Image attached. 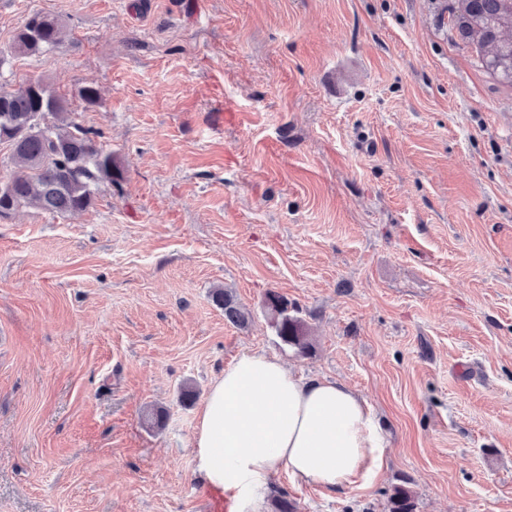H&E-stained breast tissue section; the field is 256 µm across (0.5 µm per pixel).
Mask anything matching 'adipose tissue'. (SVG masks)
I'll return each mask as SVG.
<instances>
[{
    "mask_svg": "<svg viewBox=\"0 0 512 512\" xmlns=\"http://www.w3.org/2000/svg\"><path fill=\"white\" fill-rule=\"evenodd\" d=\"M194 459L234 512H259L280 472L328 489L372 473L382 448L374 416L346 385L304 381L276 356L242 355L212 383L199 411Z\"/></svg>",
    "mask_w": 512,
    "mask_h": 512,
    "instance_id": "1",
    "label": "adipose tissue"
}]
</instances>
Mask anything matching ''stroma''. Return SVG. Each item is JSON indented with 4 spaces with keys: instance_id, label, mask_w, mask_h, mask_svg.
<instances>
[{
    "instance_id": "stroma-1",
    "label": "stroma",
    "mask_w": 512,
    "mask_h": 512,
    "mask_svg": "<svg viewBox=\"0 0 512 512\" xmlns=\"http://www.w3.org/2000/svg\"><path fill=\"white\" fill-rule=\"evenodd\" d=\"M183 3L0 0V84L66 97L123 170L86 211L0 221V512H202L197 412L255 350L353 388L384 439L375 474L283 472L260 512H384L396 485L512 512V86L453 0ZM36 12L65 46L11 52ZM213 302L224 310V318L237 325H244L249 313L234 299V297L223 288L214 289L212 292ZM265 297L272 313V327L280 342L295 350L298 355L307 356L312 345L308 340L305 323L297 316L299 312L289 307L288 299L283 295L268 291Z\"/></svg>"
}]
</instances>
